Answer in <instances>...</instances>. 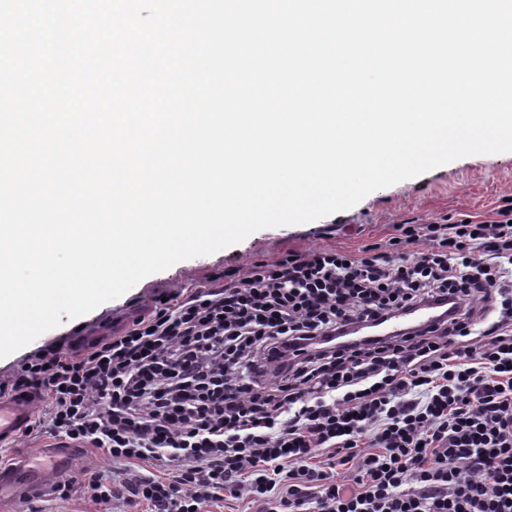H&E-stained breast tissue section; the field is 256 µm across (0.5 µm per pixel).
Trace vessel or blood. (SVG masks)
<instances>
[{
    "mask_svg": "<svg viewBox=\"0 0 512 512\" xmlns=\"http://www.w3.org/2000/svg\"><path fill=\"white\" fill-rule=\"evenodd\" d=\"M431 312L416 308L398 313L383 324L382 331L392 336L404 331L409 323L430 321ZM35 402L31 397L20 396L0 401V442L12 439L28 424ZM73 452L68 448H57L42 455L33 467H20L13 470H0V500H23L26 493L56 480L68 470Z\"/></svg>",
    "mask_w": 512,
    "mask_h": 512,
    "instance_id": "obj_1",
    "label": "vessel or blood"
}]
</instances>
